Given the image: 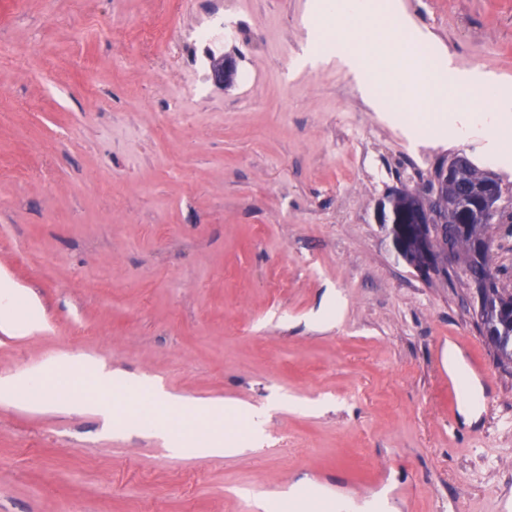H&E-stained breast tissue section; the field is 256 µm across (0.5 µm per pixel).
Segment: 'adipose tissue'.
Here are the masks:
<instances>
[{
  "label": "adipose tissue",
  "instance_id": "adipose-tissue-1",
  "mask_svg": "<svg viewBox=\"0 0 512 512\" xmlns=\"http://www.w3.org/2000/svg\"><path fill=\"white\" fill-rule=\"evenodd\" d=\"M40 323V311L33 297L18 288L9 279L0 278V328L24 334L34 330ZM86 372L93 382L112 386L117 395L137 393L144 401L136 409L126 412L117 419L118 424L136 432H145L164 440L173 452L198 455L232 454L236 451L235 441L224 437V418L228 415L249 414L252 422L250 443L261 441L267 416L263 408H243L219 401H199L184 404L181 408L183 420L179 427H172L159 416L161 407L167 401L163 393L146 388L142 379L123 376L113 377L111 372L89 364ZM50 368L41 367L28 371L16 378L0 381V401H25L38 408H62L70 411L85 409L89 401L80 396L61 401L53 398L45 389ZM206 424V436H198L199 424Z\"/></svg>",
  "mask_w": 512,
  "mask_h": 512
}]
</instances>
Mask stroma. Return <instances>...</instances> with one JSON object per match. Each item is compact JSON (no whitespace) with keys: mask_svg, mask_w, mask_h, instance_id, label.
<instances>
[{"mask_svg":"<svg viewBox=\"0 0 512 512\" xmlns=\"http://www.w3.org/2000/svg\"><path fill=\"white\" fill-rule=\"evenodd\" d=\"M306 4L0 0V275L41 306L31 334L0 329V378L67 360L112 408L93 362L177 402L280 403L260 445L224 456L174 455L102 410L0 403V512H264L301 482L383 491L393 512L512 503V367L462 268L421 282L376 219L457 153L512 201V164L476 131L409 143L339 65L297 68ZM406 4L459 68L512 86V0ZM333 294L337 322L317 324ZM452 336L485 369L470 425Z\"/></svg>","mask_w":512,"mask_h":512,"instance_id":"35a3bbf8","label":"stroma"}]
</instances>
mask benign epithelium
Here are the masks:
<instances>
[{
  "instance_id": "7a95c632",
  "label": "benign epithelium",
  "mask_w": 512,
  "mask_h": 512,
  "mask_svg": "<svg viewBox=\"0 0 512 512\" xmlns=\"http://www.w3.org/2000/svg\"><path fill=\"white\" fill-rule=\"evenodd\" d=\"M236 60L220 58L211 66V78L230 81ZM468 177L464 155L440 163L433 176L415 191L401 190L390 199L391 208H380L379 224L398 256L410 246L416 260L410 264L417 278L431 282L448 268L462 262L454 241L468 235L474 223L494 224L502 209V192L496 180L485 175L474 185ZM473 304L482 310L495 288L493 274L485 272L472 280Z\"/></svg>"
}]
</instances>
